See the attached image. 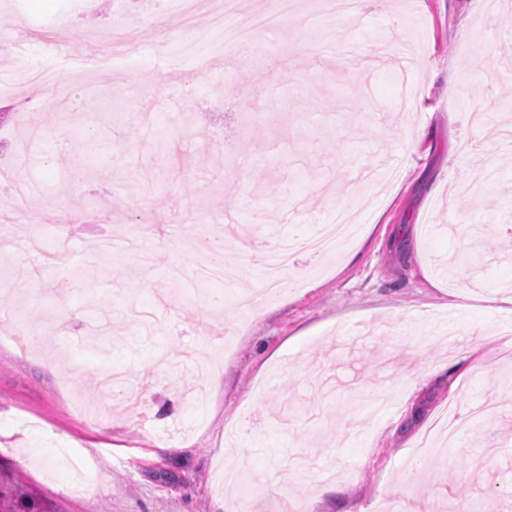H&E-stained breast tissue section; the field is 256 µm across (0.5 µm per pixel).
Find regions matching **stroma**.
Wrapping results in <instances>:
<instances>
[{"instance_id":"obj_1","label":"stroma","mask_w":512,"mask_h":512,"mask_svg":"<svg viewBox=\"0 0 512 512\" xmlns=\"http://www.w3.org/2000/svg\"><path fill=\"white\" fill-rule=\"evenodd\" d=\"M194 2L0 0L73 75L0 94V168L39 186L0 181V327L33 337L0 334V512H512V252L487 248L512 240V10L293 0L235 65L174 70L152 19L179 47L225 0ZM387 43L414 48L407 87ZM107 53L129 73L88 67ZM61 207L84 218L65 267ZM342 209L354 239L262 295L256 248ZM208 235L220 280L197 277ZM451 404L455 443L418 454Z\"/></svg>"}]
</instances>
